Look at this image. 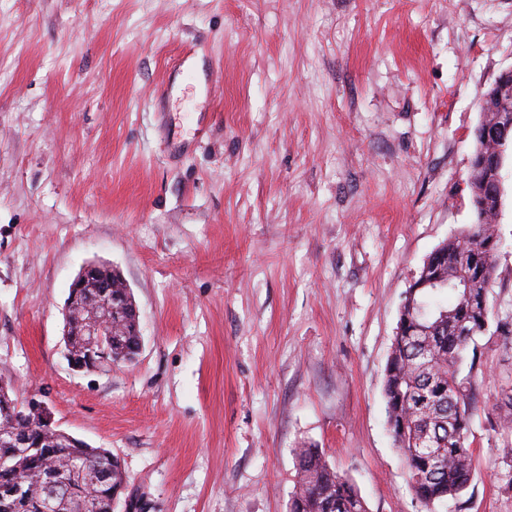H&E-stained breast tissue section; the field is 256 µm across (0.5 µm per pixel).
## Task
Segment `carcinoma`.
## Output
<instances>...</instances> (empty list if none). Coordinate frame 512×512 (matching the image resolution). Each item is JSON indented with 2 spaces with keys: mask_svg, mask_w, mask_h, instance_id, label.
<instances>
[{
  "mask_svg": "<svg viewBox=\"0 0 512 512\" xmlns=\"http://www.w3.org/2000/svg\"><path fill=\"white\" fill-rule=\"evenodd\" d=\"M475 221L442 247L438 261L444 277L435 288L416 291L409 326L415 335L394 338L386 365L387 424L400 450L416 497L437 508L458 499L469 487L474 450L470 442L476 359L461 375L472 337L488 325V289L462 283L457 256L471 251L473 270L485 266L499 249L496 225L488 222L472 201ZM450 294L451 304L441 297ZM76 319L94 309L85 288H72ZM18 398L0 394V425L7 424L29 442V450L0 444V512H42L45 477L52 470L67 472L74 464L94 469L112 457V475L104 484L68 477L52 490V512H83L89 500L98 512H111L112 501L126 496L121 461L107 448L73 444L39 419L16 407ZM297 481L288 512H368L356 486L333 469L317 448L296 453ZM21 488L23 498L9 496Z\"/></svg>",
  "mask_w": 512,
  "mask_h": 512,
  "instance_id": "1",
  "label": "carcinoma"
}]
</instances>
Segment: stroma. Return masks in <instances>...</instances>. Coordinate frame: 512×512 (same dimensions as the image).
<instances>
[{
    "label": "stroma",
    "instance_id": "obj_1",
    "mask_svg": "<svg viewBox=\"0 0 512 512\" xmlns=\"http://www.w3.org/2000/svg\"><path fill=\"white\" fill-rule=\"evenodd\" d=\"M512 0H0V377L118 456L153 512H288L313 445L368 512H427L385 369L427 257L473 221ZM473 479L512 512V161ZM116 266L134 364L70 368L69 287Z\"/></svg>",
    "mask_w": 512,
    "mask_h": 512
}]
</instances>
